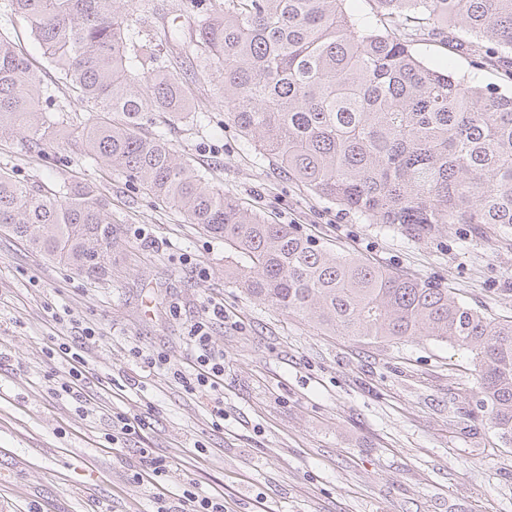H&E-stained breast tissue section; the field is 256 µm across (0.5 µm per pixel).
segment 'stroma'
<instances>
[{
  "label": "stroma",
  "mask_w": 512,
  "mask_h": 512,
  "mask_svg": "<svg viewBox=\"0 0 512 512\" xmlns=\"http://www.w3.org/2000/svg\"><path fill=\"white\" fill-rule=\"evenodd\" d=\"M154 27L177 28L162 64L188 89V114H154L146 132L168 143L225 194L287 224L314 244L377 266L453 288L488 316H512V232L495 236L481 224H452L423 236L372 224L340 210L262 158L228 120L213 93L215 74L186 50L197 22L185 0H125ZM51 90L63 124L30 152L18 134L0 136V168L54 188L97 186L110 203L124 243L112 276L92 280L0 233V512H151L152 492L125 463L152 449L190 475L204 495L223 488L233 512H512V443L491 427L477 396L468 352L425 337L401 344L343 336L316 327L224 281V242L186 223L111 168L81 157L74 143L88 118L20 18L0 25ZM429 65L512 92V63L460 52L454 37L414 45ZM146 226L151 240L133 235ZM197 255L198 277L182 264ZM224 302L213 341L224 352V424L212 423L205 399L153 374L142 392L91 387L84 404L49 387L60 376L46 349L48 311L65 308L97 328L82 355L97 377L138 374L129 350L187 355L188 326L208 299ZM151 311H144L145 302ZM148 417L141 436L107 438L110 408Z\"/></svg>",
  "instance_id": "1"
}]
</instances>
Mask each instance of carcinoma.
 <instances>
[{
	"label": "carcinoma",
	"instance_id": "obj_1",
	"mask_svg": "<svg viewBox=\"0 0 512 512\" xmlns=\"http://www.w3.org/2000/svg\"><path fill=\"white\" fill-rule=\"evenodd\" d=\"M224 0L205 10L188 52L214 70L228 119L317 197L375 224L426 235L449 224L512 228V94L430 67L412 42L458 34L512 53V0ZM62 84L93 113L81 155L224 240V280L344 336H414L472 355L480 407L512 442V320L487 317L436 283L333 253L273 224L180 158L149 114L185 112L186 88L121 0H4ZM38 72L0 32V134L44 145L58 116ZM0 230L90 279L112 272V211L89 183L54 189L0 169Z\"/></svg>",
	"mask_w": 512,
	"mask_h": 512
}]
</instances>
